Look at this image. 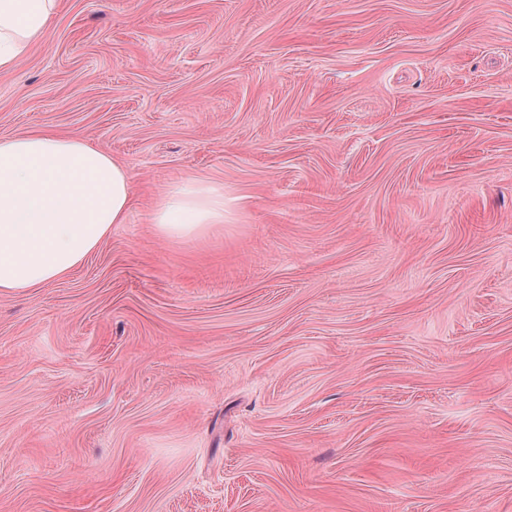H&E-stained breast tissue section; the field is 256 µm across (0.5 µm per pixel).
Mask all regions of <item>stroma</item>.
Wrapping results in <instances>:
<instances>
[{
  "instance_id": "stroma-1",
  "label": "stroma",
  "mask_w": 512,
  "mask_h": 512,
  "mask_svg": "<svg viewBox=\"0 0 512 512\" xmlns=\"http://www.w3.org/2000/svg\"><path fill=\"white\" fill-rule=\"evenodd\" d=\"M32 131L132 203L0 292V512H512V0H60ZM150 222L168 241H180L224 222V185L200 178L175 183L156 201Z\"/></svg>"
}]
</instances>
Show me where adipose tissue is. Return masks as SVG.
<instances>
[{
  "label": "adipose tissue",
  "mask_w": 512,
  "mask_h": 512,
  "mask_svg": "<svg viewBox=\"0 0 512 512\" xmlns=\"http://www.w3.org/2000/svg\"><path fill=\"white\" fill-rule=\"evenodd\" d=\"M60 0H0V71L41 43ZM131 205L126 166L86 141L34 132L0 137V291L39 288L67 276L125 223ZM224 221V186L175 183L150 222L169 241Z\"/></svg>",
  "instance_id": "ef3b65f1"
}]
</instances>
